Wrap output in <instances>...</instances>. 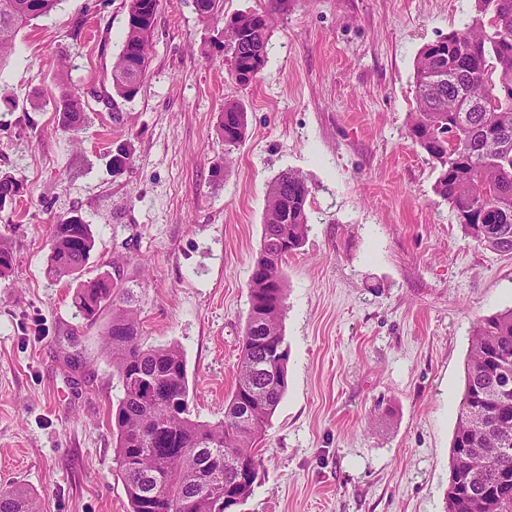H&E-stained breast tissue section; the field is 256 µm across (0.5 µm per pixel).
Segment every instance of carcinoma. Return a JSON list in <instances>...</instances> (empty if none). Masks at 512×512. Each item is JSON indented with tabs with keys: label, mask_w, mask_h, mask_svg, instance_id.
<instances>
[{
	"label": "carcinoma",
	"mask_w": 512,
	"mask_h": 512,
	"mask_svg": "<svg viewBox=\"0 0 512 512\" xmlns=\"http://www.w3.org/2000/svg\"><path fill=\"white\" fill-rule=\"evenodd\" d=\"M62 0H0V66L18 33L50 14ZM205 20L223 0H196ZM159 0H128L121 50L105 104L129 102L146 76ZM288 0H267L262 10L235 14L217 48L228 79L247 87L264 70L275 18ZM137 52V68L122 66ZM416 111L410 138L439 175L436 194L456 212L477 245L512 256V0H474L470 24L424 45L414 63ZM64 132L89 120L85 96L64 90L56 101ZM247 115L224 102L218 133L226 150L245 139ZM0 174V208L22 193ZM311 190L296 170L280 171L266 191L259 253L248 279L249 312L240 341L236 382L224 419H193L187 362L179 347L146 345L133 289L121 273L84 278L95 247L90 225L66 216L52 225L46 273L76 283L75 315L87 326L103 323L101 353L122 397L112 412L116 461L127 512H239L262 468L258 443L288 386V347L282 332L286 296L283 265L309 230ZM15 255L0 232V279L11 276ZM0 512H41L25 487L0 489ZM445 512H512V309L480 320L466 358L464 392L450 445Z\"/></svg>",
	"instance_id": "obj_1"
}]
</instances>
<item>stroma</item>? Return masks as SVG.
Returning <instances> with one entry per match:
<instances>
[{"instance_id": "obj_1", "label": "stroma", "mask_w": 512, "mask_h": 512, "mask_svg": "<svg viewBox=\"0 0 512 512\" xmlns=\"http://www.w3.org/2000/svg\"><path fill=\"white\" fill-rule=\"evenodd\" d=\"M264 3L224 0L207 21L191 0H160L138 95L89 102L71 134L54 101L109 90L124 0H62L0 67V172L24 187L0 211L16 256L0 279V487H26L42 512L127 510L109 420L120 392L99 327L44 275L52 224H90L86 277L134 280L146 342L182 350L193 415L214 423L235 384L266 190L287 168L311 188L310 230L284 267L288 388L242 512L445 510L469 338L512 308V257L467 238L407 123L418 52L463 28L473 0H291L244 89L212 43ZM228 99L248 122L231 151ZM121 146L132 167L116 176ZM243 105L238 101H225L218 124V133L226 150L231 151L245 139L247 115Z\"/></svg>"}]
</instances>
